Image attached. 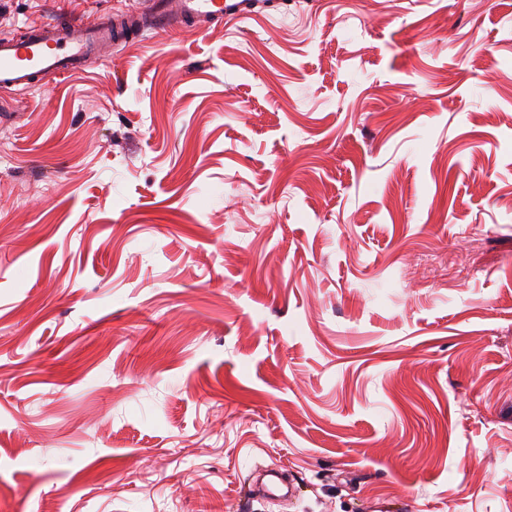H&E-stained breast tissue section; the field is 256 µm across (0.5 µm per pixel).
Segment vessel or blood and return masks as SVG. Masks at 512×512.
<instances>
[{
    "label": "vessel or blood",
    "instance_id": "b4317fda",
    "mask_svg": "<svg viewBox=\"0 0 512 512\" xmlns=\"http://www.w3.org/2000/svg\"><path fill=\"white\" fill-rule=\"evenodd\" d=\"M256 0H144L140 11L155 30L175 27L205 31L224 22H242L256 13ZM128 12L105 13L80 25L44 20L18 38L0 39V90L31 89L45 75L82 70L120 43Z\"/></svg>",
    "mask_w": 512,
    "mask_h": 512
}]
</instances>
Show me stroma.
<instances>
[{"label": "stroma", "mask_w": 512, "mask_h": 512, "mask_svg": "<svg viewBox=\"0 0 512 512\" xmlns=\"http://www.w3.org/2000/svg\"><path fill=\"white\" fill-rule=\"evenodd\" d=\"M0 512H512V0H287L0 91ZM271 478L266 483L260 482V485L254 487V492L267 493L280 499H288L295 493V485L284 482L278 475L267 474Z\"/></svg>", "instance_id": "35a3bbf8"}]
</instances>
